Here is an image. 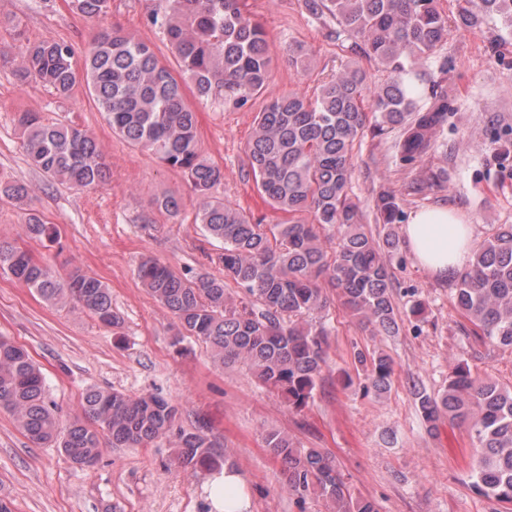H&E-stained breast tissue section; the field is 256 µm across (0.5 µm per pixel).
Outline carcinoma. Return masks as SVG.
<instances>
[{
	"label": "carcinoma",
	"instance_id": "carcinoma-1",
	"mask_svg": "<svg viewBox=\"0 0 512 512\" xmlns=\"http://www.w3.org/2000/svg\"><path fill=\"white\" fill-rule=\"evenodd\" d=\"M90 21L105 19L111 0H72ZM164 13L150 22L163 30L178 72L159 63L153 47L123 29L101 26L89 50L78 56L66 41L43 39L26 46L19 74L35 77L58 95L78 84L107 118L112 132L130 147L181 171L200 200L196 221L223 242L219 262L224 277L187 278L166 264L145 259L138 276L150 295L178 321L176 342L196 337L224 364L242 361L266 386L299 411L313 397L328 365V332L314 329L308 317L327 303L332 288L351 315L386 336L399 331L392 274L385 254L397 249L392 231L376 240L366 231L353 200L352 151L366 126L365 99L375 105L378 134L400 129V160L417 162L436 131L448 123V101L420 82L418 66L442 50L448 21L434 0H303L309 15L336 19V36L350 42L355 58L312 94L290 91L265 96L272 59L263 26L243 9L242 0H164ZM460 28L512 31V0H465L456 17ZM391 73L372 84L362 60ZM289 62L300 70L310 53L297 44ZM201 99L218 98L242 109L260 97L248 144V175L272 209L290 216L286 224H262L243 209L213 196L224 171L200 149L197 115L185 102L182 82ZM31 165L46 176L78 188H95L109 177L96 141L84 130L44 122L35 113L18 117ZM384 225L399 222L394 192L376 198ZM336 231V247H324ZM30 238L56 234L37 213L27 215ZM0 269L53 305H74L101 324L115 327L110 288L94 275L74 270L60 274L25 250L0 243ZM245 291L234 303L224 279ZM456 307L485 343L512 350V224H501L454 276ZM366 367V389L378 394L392 387L393 364L382 353L358 355ZM422 418L434 428L448 422L474 433V490L512 505V385L481 377L465 363L448 373L436 394L417 393ZM0 408L35 444L53 443L78 467L97 462L102 439L114 448L145 447L175 434V462L183 468L214 469L223 451L199 419L191 429H174L179 409L159 396L133 397L116 390H91L81 415L64 423L46 396V380L28 352L0 336ZM265 443L281 462L282 488L300 498L314 494L330 512H379L374 501L357 497L336 464L317 448H298L288 434L270 431Z\"/></svg>",
	"mask_w": 512,
	"mask_h": 512
}]
</instances>
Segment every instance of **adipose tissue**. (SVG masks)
Masks as SVG:
<instances>
[{"label": "adipose tissue", "mask_w": 512, "mask_h": 512, "mask_svg": "<svg viewBox=\"0 0 512 512\" xmlns=\"http://www.w3.org/2000/svg\"><path fill=\"white\" fill-rule=\"evenodd\" d=\"M403 232L407 248L429 275L445 279L467 268L472 227L455 210L441 206L417 209ZM206 489L214 512H250L251 500L237 469L227 466L210 474Z\"/></svg>", "instance_id": "1"}]
</instances>
